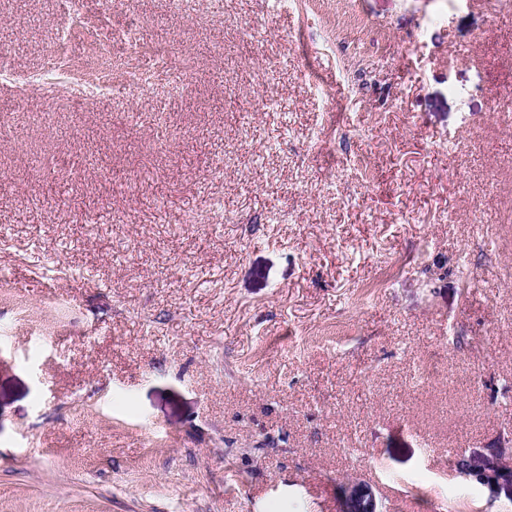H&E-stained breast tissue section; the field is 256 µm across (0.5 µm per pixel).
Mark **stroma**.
<instances>
[{"label": "stroma", "instance_id": "obj_1", "mask_svg": "<svg viewBox=\"0 0 512 512\" xmlns=\"http://www.w3.org/2000/svg\"><path fill=\"white\" fill-rule=\"evenodd\" d=\"M84 16L75 70L130 24L169 63L77 112L0 80V512H340L353 475L512 512L445 466L512 437V6ZM66 23L0 0V52L41 70Z\"/></svg>", "mask_w": 512, "mask_h": 512}]
</instances>
